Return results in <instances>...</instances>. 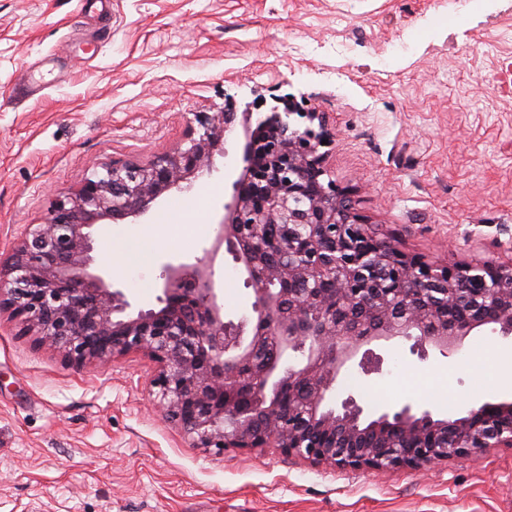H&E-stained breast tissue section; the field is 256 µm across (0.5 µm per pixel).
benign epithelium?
I'll return each mask as SVG.
<instances>
[{
    "mask_svg": "<svg viewBox=\"0 0 512 512\" xmlns=\"http://www.w3.org/2000/svg\"><path fill=\"white\" fill-rule=\"evenodd\" d=\"M264 103L231 158L237 113L227 104L198 113L186 141L147 164L94 166L0 262V313L77 365L148 354L158 407L197 448H275L334 472L430 469L512 448L511 397L487 395L452 415L422 398L376 410L343 381L379 373L402 342L421 362L461 356L474 333L512 344V263L433 264L376 238L325 179V114L286 95ZM219 158L237 177L216 247L252 287L249 316L225 319L207 255L166 262L157 304L136 308L93 266V229L148 217Z\"/></svg>",
    "mask_w": 512,
    "mask_h": 512,
    "instance_id": "obj_1",
    "label": "benign epithelium"
}]
</instances>
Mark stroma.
I'll return each mask as SVG.
<instances>
[{
    "mask_svg": "<svg viewBox=\"0 0 512 512\" xmlns=\"http://www.w3.org/2000/svg\"><path fill=\"white\" fill-rule=\"evenodd\" d=\"M109 0L98 29L80 0H0V254L43 223L95 162H148L194 115L233 95H290L326 113L327 166L380 237L437 263L512 261V0ZM43 88L20 107L17 76ZM228 170L104 224L94 258L142 308L161 264L212 249ZM224 313L249 310L232 255L215 250ZM512 347L471 336L455 360L396 347L377 400L424 376L429 400L512 394ZM155 362L77 366L0 318V512H512V448L429 470L323 474L271 448L192 447L152 396Z\"/></svg>",
    "mask_w": 512,
    "mask_h": 512,
    "instance_id": "stroma-1",
    "label": "stroma"
}]
</instances>
